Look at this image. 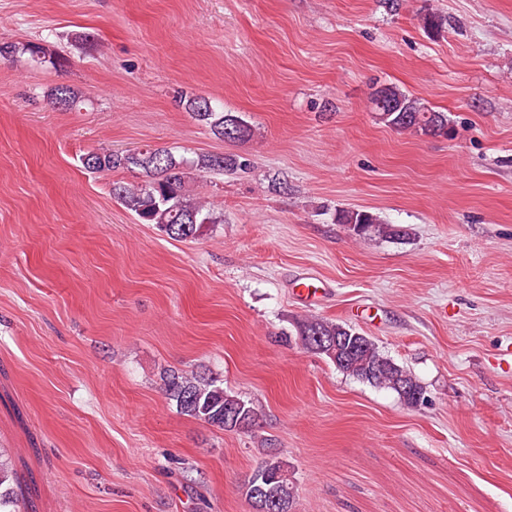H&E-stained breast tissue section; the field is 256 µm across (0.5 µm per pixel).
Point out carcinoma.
Returning <instances> with one entry per match:
<instances>
[{
	"label": "carcinoma",
	"instance_id": "obj_1",
	"mask_svg": "<svg viewBox=\"0 0 512 512\" xmlns=\"http://www.w3.org/2000/svg\"><path fill=\"white\" fill-rule=\"evenodd\" d=\"M28 54L53 66L63 67L61 58L44 46L32 43H8L0 53ZM79 96L67 87L54 94V104L71 109ZM370 103L378 123L397 132L413 131L424 136L449 133L448 115L428 108L396 86L381 85L371 93ZM182 105L192 117L208 126L212 133L226 141H240L251 135V126L241 117L216 111L211 102L197 95L184 97ZM85 168L101 171L138 169L146 180L137 186L115 183L112 195L126 209L135 213L143 224H154L167 236L179 241L195 240L210 224L224 223V216L191 197L187 184L193 174L217 173L245 169L248 163L233 154L200 155L195 160L177 157L166 149L141 148L122 153L91 151L86 153ZM336 223L347 224L354 234L363 237L399 239L406 231L385 223L367 210H341ZM298 337H318L323 345L301 343V346L327 357L343 373L374 387L396 392L403 403L414 407L424 400L420 382L404 367L385 356L367 336L352 327L315 316L296 322ZM162 389L166 398L175 402L177 411L224 430L252 428L257 419L254 406L224 389L216 377L184 375L169 371L163 374ZM10 471L0 458V512H20L19 500L9 487ZM277 498L283 512H294V483L286 464L276 456L268 458L245 481L249 504L261 510L264 495Z\"/></svg>",
	"mask_w": 512,
	"mask_h": 512
}]
</instances>
